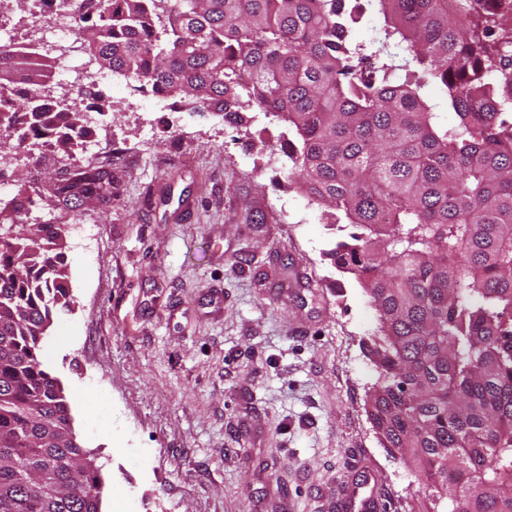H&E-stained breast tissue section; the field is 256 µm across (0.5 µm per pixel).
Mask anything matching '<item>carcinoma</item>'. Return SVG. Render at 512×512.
Segmentation results:
<instances>
[{
  "mask_svg": "<svg viewBox=\"0 0 512 512\" xmlns=\"http://www.w3.org/2000/svg\"><path fill=\"white\" fill-rule=\"evenodd\" d=\"M93 2L76 35L99 69L295 131L288 180L353 228L329 259L376 311L380 443L424 478L425 512H512V16L495 0ZM42 75L0 42V150H74L86 115L32 105ZM110 187L88 169L58 192ZM66 249L61 224H0V512L101 509V466L41 357L73 304Z\"/></svg>",
  "mask_w": 512,
  "mask_h": 512,
  "instance_id": "obj_1",
  "label": "carcinoma"
}]
</instances>
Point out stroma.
Wrapping results in <instances>:
<instances>
[{"label":"stroma","mask_w":512,"mask_h":512,"mask_svg":"<svg viewBox=\"0 0 512 512\" xmlns=\"http://www.w3.org/2000/svg\"><path fill=\"white\" fill-rule=\"evenodd\" d=\"M96 89L111 199L59 202L86 161L36 150L0 159V201L25 191V222L67 228L74 303L45 365L98 457L101 512H324L365 469L387 512H420V476L368 417L375 310L326 256L339 231L270 159L284 126L157 112L119 75Z\"/></svg>","instance_id":"obj_1"}]
</instances>
